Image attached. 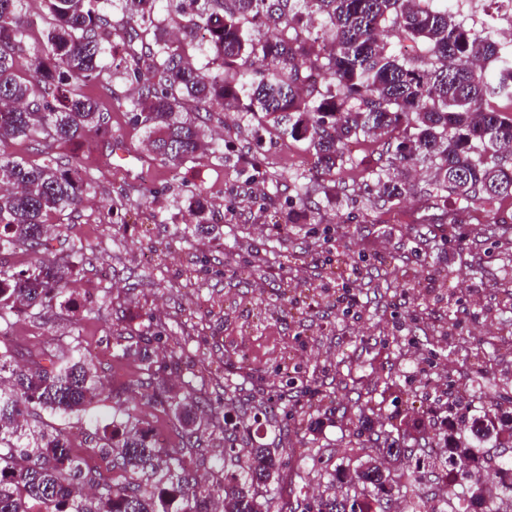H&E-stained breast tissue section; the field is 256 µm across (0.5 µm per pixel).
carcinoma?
Here are the masks:
<instances>
[{
  "instance_id": "obj_1",
  "label": "carcinoma",
  "mask_w": 512,
  "mask_h": 512,
  "mask_svg": "<svg viewBox=\"0 0 512 512\" xmlns=\"http://www.w3.org/2000/svg\"><path fill=\"white\" fill-rule=\"evenodd\" d=\"M25 0H0V142L39 137L53 146L105 131L109 120L81 86L100 83L121 69L132 93L131 119L148 145L174 165L197 158L207 142L199 112H242L278 137L302 141L318 176L333 177L355 159L349 146L378 133L392 140L390 165L407 167L423 157L434 167L433 191L453 197L455 212L481 210L494 223L497 203L512 198V116L491 100H512V48L458 18L448 0H44L46 16L23 12ZM267 20L280 28L261 39ZM420 46L422 54L395 53L378 38L385 25ZM129 36L119 63L112 37ZM383 203L408 192L390 169L369 171ZM91 184L58 157L41 163L0 157V253L18 246L37 254L26 266H0V335L21 309L63 306L65 285L80 273L73 247L44 258L55 234L52 219L74 211ZM188 214L207 235L208 203L193 198ZM124 358L142 363L151 401L180 427L177 448L154 442L152 431L128 412L112 413L95 450L110 458L117 480L104 479L71 451L62 428L29 424L25 415L49 411L70 416L85 410L106 384L76 345L46 354L31 367L0 345V512H270L269 484L275 449L237 447L235 432L258 423L237 406L213 416L202 385L193 382L176 399L153 370L149 340L117 343ZM475 373L485 378L490 353L470 350ZM396 427L373 433L376 454L387 459L414 449L391 438ZM477 435H508L512 413L493 402L471 419ZM224 436V465L198 481L186 456L201 455ZM440 464L448 482L436 497L442 512H482L456 461L470 472L491 463L484 449L452 437ZM328 484L340 496L323 499L318 512H392L396 495L411 491L407 512H426L428 498L417 472L393 474L383 465L339 466Z\"/></svg>"
}]
</instances>
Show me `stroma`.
I'll list each match as a JSON object with an SVG mask.
<instances>
[{"label":"stroma","instance_id":"stroma-1","mask_svg":"<svg viewBox=\"0 0 512 512\" xmlns=\"http://www.w3.org/2000/svg\"><path fill=\"white\" fill-rule=\"evenodd\" d=\"M110 117V137L87 132L75 160L94 185L78 210L61 216L60 245L81 247L84 269L66 285L73 308L17 315L8 340L20 363L43 350L78 344L91 357L108 392L83 416L51 422L88 444L92 432L123 409L165 431L174 423L153 410L137 364L114 357L117 341L146 335L150 315L167 317L151 340L156 366L171 392L184 396L190 376L203 379L212 412L225 397L273 406L274 418L244 441L277 446L271 485L277 504L315 512L339 464L372 460L370 431L388 417L424 419L428 458L442 455L449 408L477 412L470 385V344L493 354L487 400L512 411V223L460 215L434 198L429 162H417L410 189L397 205L354 186L353 177L387 164L384 137L359 144L355 172L336 175L324 195L311 181V210L296 197L294 178L310 177L303 143L256 136L248 117L212 113L205 125L224 141L223 154H206L174 167L150 154V177L113 168L108 140L145 150L124 103L131 92L119 77L87 86ZM257 150L261 176L242 158ZM203 194L212 234H196L187 202ZM341 253L333 262L332 253ZM432 274L421 288L412 273ZM361 304L349 314L336 304L342 283ZM180 350L184 369L170 363ZM394 387H387V380ZM382 402L367 424L360 410Z\"/></svg>","mask_w":512,"mask_h":512}]
</instances>
